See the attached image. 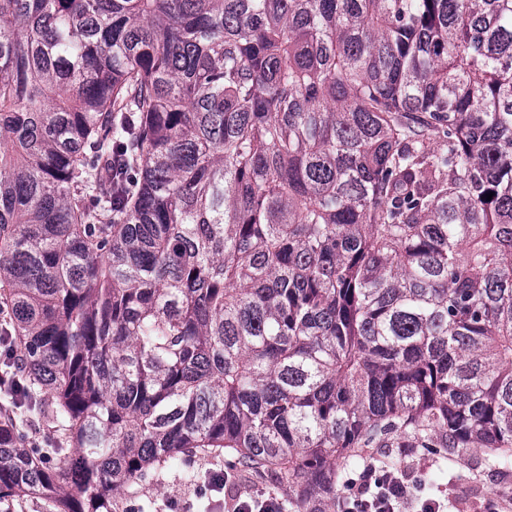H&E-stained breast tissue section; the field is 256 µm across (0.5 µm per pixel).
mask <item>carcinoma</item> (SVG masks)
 <instances>
[{
    "label": "carcinoma",
    "instance_id": "1",
    "mask_svg": "<svg viewBox=\"0 0 512 512\" xmlns=\"http://www.w3.org/2000/svg\"><path fill=\"white\" fill-rule=\"evenodd\" d=\"M2 340L0 512L511 471L512 0H0ZM26 431L29 437L38 445H43L49 439H56L57 433L52 425L46 423L36 412H27L25 416ZM229 457L194 458L191 462L198 479L188 484L183 478L180 462L167 464L152 472L144 481L132 484L122 495L117 512L137 509L149 504L144 512H227L229 498L225 490H211L208 480L212 474L229 471ZM232 473V472H231Z\"/></svg>",
    "mask_w": 512,
    "mask_h": 512
}]
</instances>
